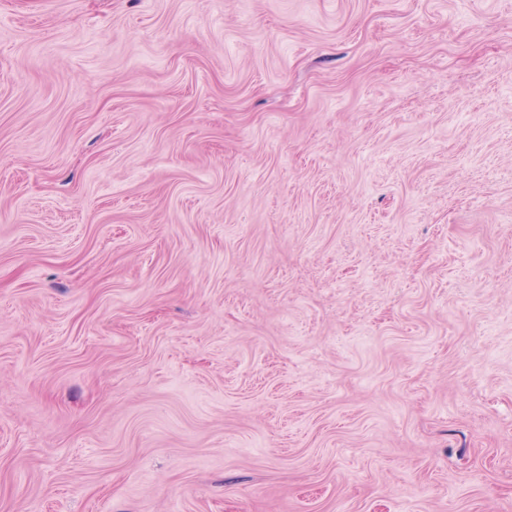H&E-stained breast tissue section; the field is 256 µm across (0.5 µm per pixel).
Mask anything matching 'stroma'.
Here are the masks:
<instances>
[{
    "mask_svg": "<svg viewBox=\"0 0 512 512\" xmlns=\"http://www.w3.org/2000/svg\"><path fill=\"white\" fill-rule=\"evenodd\" d=\"M0 512H512V0H0Z\"/></svg>",
    "mask_w": 512,
    "mask_h": 512,
    "instance_id": "35a3bbf8",
    "label": "stroma"
}]
</instances>
